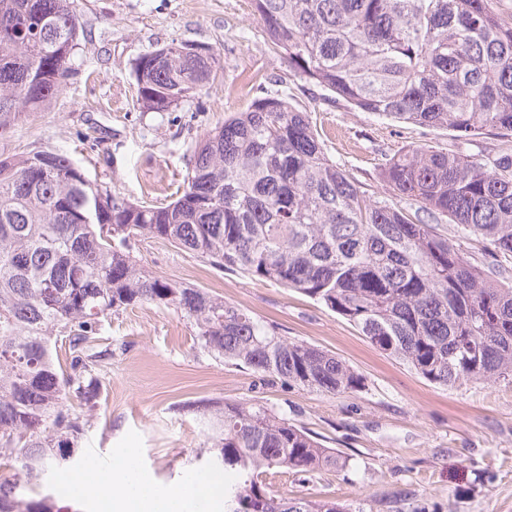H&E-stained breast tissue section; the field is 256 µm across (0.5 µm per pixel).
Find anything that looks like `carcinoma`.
<instances>
[{"label":"carcinoma","mask_w":512,"mask_h":512,"mask_svg":"<svg viewBox=\"0 0 512 512\" xmlns=\"http://www.w3.org/2000/svg\"><path fill=\"white\" fill-rule=\"evenodd\" d=\"M495 3L252 0L296 76L360 112L460 140L512 136V24ZM80 30L69 0H0V137L62 91ZM186 48L136 59L143 105L165 112L210 78L219 54ZM382 180L391 199L361 191L325 154L308 112L269 95L204 133L166 205L131 203L62 153L1 157L0 460L15 473L0 477V512H76L59 504L55 473L81 460L101 394L97 368L112 358V343L100 345L104 321L129 308L179 311L198 348L263 379L331 395L365 388L328 352L139 267V237L296 290L431 383H512V279L430 224L446 217L512 257V155L475 159L423 144L388 158ZM193 410L224 472V512H352L268 487L274 473L347 465L288 416L250 400Z\"/></svg>","instance_id":"cac0c4a2"}]
</instances>
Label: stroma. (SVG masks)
Returning <instances> with one entry per match:
<instances>
[{"label":"stroma","mask_w":512,"mask_h":512,"mask_svg":"<svg viewBox=\"0 0 512 512\" xmlns=\"http://www.w3.org/2000/svg\"><path fill=\"white\" fill-rule=\"evenodd\" d=\"M82 25L62 91L0 138V154L60 151L86 176L130 202H166L195 142L259 96H282L308 112L322 147L361 190L388 199L386 160L414 145L472 157L512 152V138L487 133L458 141L447 129L397 124L333 99L294 77L273 50L251 0H71ZM185 43L220 55L214 76L166 112L145 109L133 63L145 52ZM138 263L202 288L275 325L281 335L335 355L366 383L342 396L260 379L215 360L193 343L188 321L145 305L106 323L112 357L98 375L103 394L81 445L85 459L111 467L134 456L144 479L174 488L205 463L192 403L253 400L287 413L346 469L303 480L272 479L278 493L331 497L363 512H512V383L442 387L387 356L358 329L291 289L225 270L156 238H138Z\"/></svg>","instance_id":"35a3bbf8"}]
</instances>
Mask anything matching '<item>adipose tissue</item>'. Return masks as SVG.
<instances>
[{"mask_svg":"<svg viewBox=\"0 0 512 512\" xmlns=\"http://www.w3.org/2000/svg\"><path fill=\"white\" fill-rule=\"evenodd\" d=\"M63 488L70 495L93 500L97 512H200L203 502L220 497V472L189 475L176 490L147 482L134 457L126 456L102 468L89 462L76 474L65 475Z\"/></svg>","mask_w":512,"mask_h":512,"instance_id":"ef3b65f1","label":"adipose tissue"}]
</instances>
